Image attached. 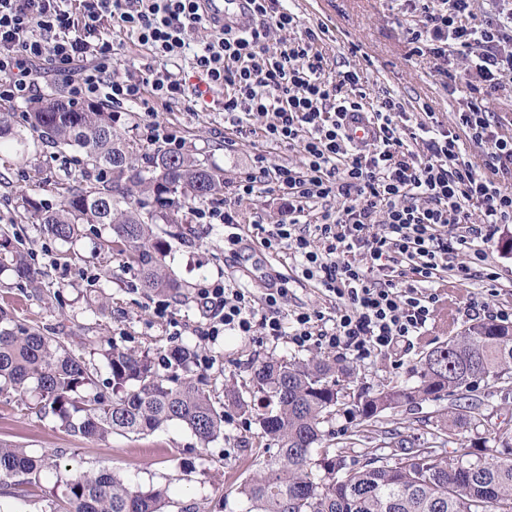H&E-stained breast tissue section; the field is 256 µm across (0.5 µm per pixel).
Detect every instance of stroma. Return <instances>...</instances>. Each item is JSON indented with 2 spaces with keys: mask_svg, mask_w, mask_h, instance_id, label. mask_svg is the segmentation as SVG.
<instances>
[{
  "mask_svg": "<svg viewBox=\"0 0 512 512\" xmlns=\"http://www.w3.org/2000/svg\"><path fill=\"white\" fill-rule=\"evenodd\" d=\"M285 6L298 17L297 34L325 27L318 48L327 60L330 74L357 71L368 98L391 94L407 111L426 104L445 128H454L456 114L465 104L463 93H449L448 78L429 57L411 55L408 31L414 24L403 0H286ZM192 51L172 63L152 57L131 43L117 50V74L128 70L169 67L181 71L188 84L198 78L191 68ZM157 119L176 131L186 142V153L223 169L224 191L233 193L238 181L255 170L256 156L274 168H303L299 149L275 144L260 136L224 144L225 122L220 112L205 111L193 98L160 109ZM85 159L77 150L59 151L31 137L28 154L22 155L12 141L0 142V228L18 233L37 268L45 271L53 298L43 302L30 295L12 271H0V307L7 308L17 323L38 326L70 343L90 357L98 385L110 373L93 350L100 343L149 353L162 362L168 349L177 344L195 348L209 361L203 367L214 389L216 405H223L225 385L233 384L248 402L250 413L227 411L224 436L201 446L193 433L179 424L142 436L113 435L104 440L75 437L65 432L55 417L25 410L15 395H0V440L27 448L35 456H48L51 467L41 473L40 486L31 497L3 498L7 512H54L65 482L77 470L107 467L142 488L169 487L181 504L198 503L205 512H246L247 503L238 486L264 458L266 439L252 416L261 399L250 384L252 371L271 359H304L309 349L293 345L289 337L257 339L226 333L209 340L202 337L205 320L197 308L195 291L221 279L233 288L251 293L257 313H265L269 284L286 289L281 305L283 316L318 310L325 316L336 312L337 301L317 283L306 280L287 249L266 248L253 233L252 223L275 224L285 219V203L276 185L259 184L255 194L238 207V224L188 223V240L174 239L166 264L181 280L191 284L187 296H169L171 320L159 319L154 308L158 295L144 292L134 271L120 269L117 260L100 252L97 242L105 232L94 225L74 244H63L40 234L17 194L27 190L48 203L56 202L58 182L82 178ZM485 260L471 264L473 250ZM455 265H471L470 279L442 273L438 283L448 311H436L433 321L420 335L399 343L393 350L354 362L355 380L349 394L328 424L326 444L355 457L380 445L381 434L398 430L414 440H431L440 405L424 402L380 414L367 423L354 415L360 394L383 387L415 384V373L426 353L471 324L489 320L503 311L512 325V224L497 225L487 236L474 239L471 247H457ZM113 269L111 281L102 288L109 301L107 312H99L87 288L88 279ZM495 280H488V273ZM180 335H173V327ZM481 421L459 435L465 444L498 447L500 440L512 442V379L489 380L473 394Z\"/></svg>",
  "mask_w": 512,
  "mask_h": 512,
  "instance_id": "1",
  "label": "stroma"
}]
</instances>
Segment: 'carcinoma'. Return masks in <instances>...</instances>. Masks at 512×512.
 <instances>
[{
	"label": "carcinoma",
	"instance_id": "carcinoma-1",
	"mask_svg": "<svg viewBox=\"0 0 512 512\" xmlns=\"http://www.w3.org/2000/svg\"><path fill=\"white\" fill-rule=\"evenodd\" d=\"M29 128L45 142L85 155L86 165L105 172L104 181L88 178L57 185L58 201L48 204L21 194L40 233L63 243L82 236L86 224L110 230L101 249L137 272L147 293L182 294L189 285L166 267L169 244L160 224H174L182 238V210L195 201L224 199V170L184 154L142 153L117 130L113 114L95 106L75 108L49 96L34 103ZM12 136L24 151L27 136L13 130L0 111V139ZM9 268L25 287L40 295L46 274L30 262L16 234L0 229V269ZM99 355L111 375L109 390H99L92 366L58 336L16 323L0 308V393L33 398L29 408L56 417L62 428L84 438L144 435L171 423L189 429L204 446L224 436V415L216 409L203 375L192 373L195 354L171 349L168 375L158 372L148 354L115 346ZM411 387L382 389L356 405L370 420L394 407L464 396L483 380L512 378V326L477 322L464 334L431 349L416 369ZM351 368L327 358L270 359L252 374L254 392L264 401L257 414L267 438V457L239 486L247 512H512V447L493 449L475 461L460 447L443 445L456 429L477 420V407L464 414L448 408L438 414L442 447H425L391 434L393 451L372 455L336 470L344 458L334 448L312 459L323 443L325 424L345 397L339 378L349 382ZM43 456L0 442V493L26 498L46 468ZM323 471L316 479L312 469ZM55 512H201L180 505L166 488L143 490L108 469L84 471L66 482Z\"/></svg>",
	"mask_w": 512,
	"mask_h": 512
}]
</instances>
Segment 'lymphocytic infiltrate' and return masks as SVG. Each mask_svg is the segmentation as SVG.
Segmentation results:
<instances>
[{
	"label": "lymphocytic infiltrate",
	"mask_w": 512,
	"mask_h": 512,
	"mask_svg": "<svg viewBox=\"0 0 512 512\" xmlns=\"http://www.w3.org/2000/svg\"><path fill=\"white\" fill-rule=\"evenodd\" d=\"M418 19L409 32L410 52L429 55L448 67V89L456 91L459 61L476 79L456 118L455 129L439 124L422 106L416 134L400 118L407 112L396 97L367 99L357 71L329 75L317 47L319 35L293 36L295 14L280 0H250L252 24L222 26L218 36L195 51L192 65L204 84L189 90L179 74L166 69L129 71L116 76L105 26L171 59L189 48L206 23L203 0H0V101L28 104L42 96V70L61 80L70 105L112 110L136 107L147 117L141 135L181 153V136L155 114L187 95L203 98L222 89L232 133L246 138L301 145L303 170L268 168L257 158L255 173L235 187L237 197L252 195L258 180H270L288 203L287 217L257 230L266 247L289 249L305 279L316 281L339 300L331 326L319 311L292 316L291 342L342 350L363 361L420 333L433 319L440 296L433 286L450 265L454 245L468 244L484 227L512 223V191L497 187L512 180V137L500 135L483 104L512 79V0H487L474 19V0H404ZM289 32L276 48L271 30ZM270 116L255 127L254 118ZM372 125L371 137L357 140L352 124ZM485 149L481 163L465 160L460 135ZM345 200L344 210L323 209L313 233L300 230L309 203ZM481 223H473V211ZM383 223L382 233L368 230ZM407 263L411 279L388 274V264ZM283 289H270L267 310L256 314L249 291L214 281L198 289L197 304L206 319L205 336L225 331L241 336L285 335L280 314Z\"/></svg>",
	"instance_id": "1"
}]
</instances>
